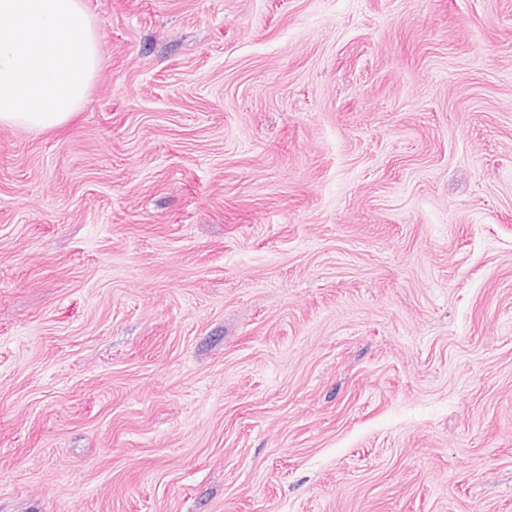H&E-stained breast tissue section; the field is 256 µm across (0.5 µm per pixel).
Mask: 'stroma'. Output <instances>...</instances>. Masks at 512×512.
<instances>
[{"instance_id":"35a3bbf8","label":"stroma","mask_w":512,"mask_h":512,"mask_svg":"<svg viewBox=\"0 0 512 512\" xmlns=\"http://www.w3.org/2000/svg\"><path fill=\"white\" fill-rule=\"evenodd\" d=\"M0 126V512H512V0H84Z\"/></svg>"}]
</instances>
